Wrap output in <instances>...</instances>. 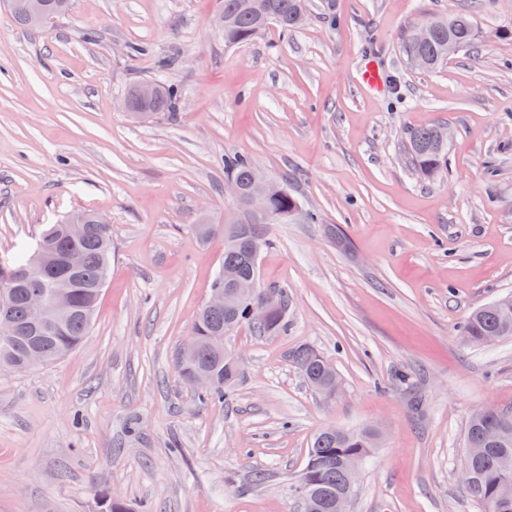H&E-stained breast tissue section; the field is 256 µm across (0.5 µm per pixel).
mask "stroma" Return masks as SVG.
<instances>
[{"mask_svg": "<svg viewBox=\"0 0 512 512\" xmlns=\"http://www.w3.org/2000/svg\"><path fill=\"white\" fill-rule=\"evenodd\" d=\"M219 0H72L32 30L0 0V259L77 210L112 226V270L85 343L0 370V512H301L296 488L326 426L377 429L349 512H481L460 462L472 413L512 410V338L460 339L512 293V0H308L309 19L228 48ZM470 13L478 51L426 72L401 38ZM134 45L146 54L131 53ZM393 76L358 83L370 52ZM165 78L176 112L135 119V82ZM448 127L426 179L407 134ZM287 184L299 216L271 225L260 282L285 327L241 326L240 375L203 401L176 368L221 267L224 157ZM318 349L339 379L314 392L290 360Z\"/></svg>", "mask_w": 512, "mask_h": 512, "instance_id": "35a3bbf8", "label": "stroma"}]
</instances>
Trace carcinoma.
I'll return each mask as SVG.
<instances>
[{"label": "carcinoma", "mask_w": 512, "mask_h": 512, "mask_svg": "<svg viewBox=\"0 0 512 512\" xmlns=\"http://www.w3.org/2000/svg\"><path fill=\"white\" fill-rule=\"evenodd\" d=\"M32 0H9L17 23L36 27L31 10ZM224 4V46L237 47L250 43L269 26L282 30L297 29L307 18L306 0H222ZM42 13L54 17L65 14L70 0H40ZM477 32L474 19L467 12L450 14L432 32L422 38L407 30L402 49L411 65L434 70L460 52L474 48ZM158 92L151 99L139 95V85L128 89L126 98L132 116L141 118L157 112H173L178 89L166 82L157 83ZM438 128L425 126L409 135L408 153L413 168L430 178L448 164V143L438 140ZM255 166L242 155L224 156V171L243 186L251 182ZM298 211L297 200L291 195H279L266 205L267 218H262L244 200L225 219L224 236L237 234L232 245H224L223 266L233 268L241 277L259 274L249 260L251 225H261L262 235L269 226L288 220ZM72 217L86 225L80 234L72 233L66 222L48 224L39 234L34 249L15 260L0 264V291L14 285L12 312L16 334L7 338L0 334V369L26 371L52 364L80 347L89 335L100 294L106 284L112 262V227L91 210H80ZM82 252L84 265L71 274L63 273L65 254L70 248ZM37 276L49 285L63 286L69 293L70 313L50 324L39 322L27 309L24 296L26 283ZM247 322L244 307L220 311L202 308L193 326L200 339L195 357L186 361L176 358L182 377L199 370L210 372L213 382L199 389L205 401L224 399V391L239 376L235 358L224 355V348L213 345L210 336L230 324L238 328ZM465 341L473 344L485 339L492 342L512 337V294L474 310L462 328ZM307 384L315 391L330 394L336 386L327 382L325 369L330 363L318 350L300 345L291 352ZM377 435L370 428L359 431L340 430L334 434L317 432L307 449L299 494H309L318 502V512H337V503L347 493V461L364 458L374 447ZM467 451L461 466L472 475L466 485L470 495L482 506L483 512H512V411L478 412L470 417L464 439Z\"/></svg>", "instance_id": "1"}]
</instances>
